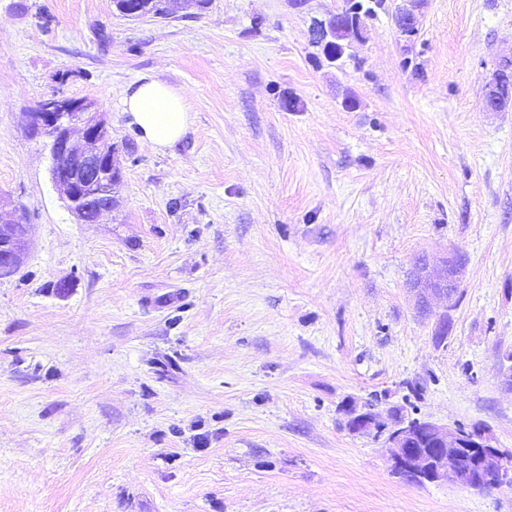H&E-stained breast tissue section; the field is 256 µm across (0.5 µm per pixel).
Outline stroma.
Returning <instances> with one entry per match:
<instances>
[{
  "instance_id": "stroma-1",
  "label": "stroma",
  "mask_w": 512,
  "mask_h": 512,
  "mask_svg": "<svg viewBox=\"0 0 512 512\" xmlns=\"http://www.w3.org/2000/svg\"><path fill=\"white\" fill-rule=\"evenodd\" d=\"M400 2L331 62L312 28L344 0H0V206L29 224L0 277V512H512V486L408 483L347 426L400 405L512 449V112L483 105L512 0H422L410 39ZM145 75L191 107L163 152L118 96ZM53 95L112 128L99 223L28 129ZM451 253L452 303L420 312L416 261ZM113 6L119 15L131 20L140 16L149 18H170L175 12V0H113ZM133 11L138 12L131 15Z\"/></svg>"
}]
</instances>
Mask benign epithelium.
<instances>
[{
    "mask_svg": "<svg viewBox=\"0 0 512 512\" xmlns=\"http://www.w3.org/2000/svg\"><path fill=\"white\" fill-rule=\"evenodd\" d=\"M29 131L43 138L49 147L51 180L66 208L83 224L88 204L104 200L96 209L95 219L117 209L116 187L122 180L118 155L112 150V130L94 103L76 97L52 96L41 101L28 115ZM28 225L24 213L0 207V264L12 268L22 262L28 246ZM461 271L460 258L452 255L438 266L421 259L415 264L412 289L416 291L421 310L430 309L433 300L451 303ZM498 383L512 394V358L499 359ZM377 415L354 413L350 430L355 433L377 428ZM426 432L436 446V453H421L411 447L413 434ZM390 461L393 470L405 480L437 482L470 488L477 475L462 465V452L476 453L478 464L496 468L500 473L498 485L512 484V469L507 461L512 451L500 448L490 432L480 423L445 427L423 421L418 429L410 423L393 428L388 434Z\"/></svg>",
    "mask_w": 512,
    "mask_h": 512,
    "instance_id": "7a95c632",
    "label": "benign epithelium"
}]
</instances>
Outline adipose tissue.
I'll return each mask as SVG.
<instances>
[{"mask_svg": "<svg viewBox=\"0 0 512 512\" xmlns=\"http://www.w3.org/2000/svg\"><path fill=\"white\" fill-rule=\"evenodd\" d=\"M125 112L142 137L156 149L177 143L190 124L184 95L173 86L152 77H141L120 91Z\"/></svg>", "mask_w": 512, "mask_h": 512, "instance_id": "adipose-tissue-1", "label": "adipose tissue"}]
</instances>
